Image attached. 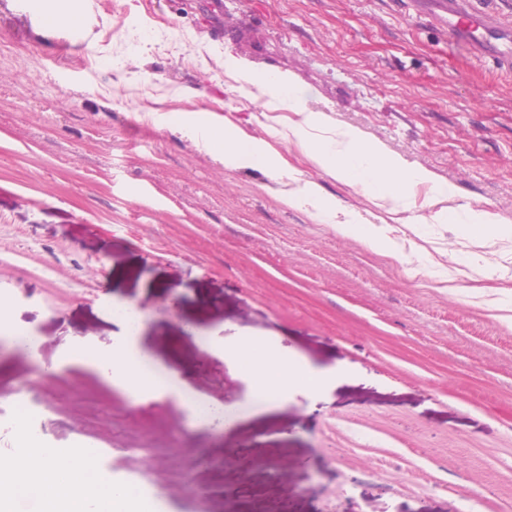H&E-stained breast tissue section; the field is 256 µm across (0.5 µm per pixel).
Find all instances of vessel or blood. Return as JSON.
I'll use <instances>...</instances> for the list:
<instances>
[{"label":"vessel or blood","mask_w":512,"mask_h":512,"mask_svg":"<svg viewBox=\"0 0 512 512\" xmlns=\"http://www.w3.org/2000/svg\"><path fill=\"white\" fill-rule=\"evenodd\" d=\"M409 11L436 29L466 40L479 59L512 70V20L499 12L477 8L474 0H404Z\"/></svg>","instance_id":"b4317fda"}]
</instances>
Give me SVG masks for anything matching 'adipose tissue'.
I'll return each instance as SVG.
<instances>
[{"label":"adipose tissue","instance_id":"obj_1","mask_svg":"<svg viewBox=\"0 0 512 512\" xmlns=\"http://www.w3.org/2000/svg\"><path fill=\"white\" fill-rule=\"evenodd\" d=\"M239 76L252 87L250 101L255 107L287 110L293 112V119L269 126L263 138L249 135L229 117L215 121L206 112L193 119L163 116L160 124L195 137L202 149L225 168L250 167L265 172L280 184L279 197L285 205L306 210L320 223L333 225L339 236L356 238L373 250L397 255V243L385 225L365 224L354 213L340 211L317 182L303 179L300 171L288 164L274 146L275 141H288L315 169L359 188L390 212L406 213L405 223L412 232H420L428 224L461 225L472 248L449 252L452 264L486 278L503 280L512 274L507 267L489 266L484 255L485 249L512 241L511 224L488 210L455 203L454 190L433 172L411 165L363 132L337 124L326 112L312 109L309 92L277 73L243 69ZM421 188L426 195L420 202L416 192ZM130 306L127 300L113 303L104 315L117 342L112 352L104 354L80 346L72 352L71 362L97 370L140 408L164 399L176 400L190 413L209 406V399L196 392L187 377L169 370L144 351L140 344L142 329L132 326L126 314ZM198 342L221 357L246 384L242 409L232 410L224 421L228 429L241 420L278 408L291 393L321 396L332 382L350 374L344 367L311 368L274 338L223 343L202 336ZM95 466V460L83 450L71 453L64 466L36 447L0 455V512H13L20 491L28 486L47 491L37 512H144L143 498L115 483L105 495L90 496L85 474Z\"/></svg>","mask_w":512,"mask_h":512}]
</instances>
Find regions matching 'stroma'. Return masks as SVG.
<instances>
[{"label":"stroma","mask_w":512,"mask_h":512,"mask_svg":"<svg viewBox=\"0 0 512 512\" xmlns=\"http://www.w3.org/2000/svg\"><path fill=\"white\" fill-rule=\"evenodd\" d=\"M79 28L0 0V297L40 338L0 342V403L20 386L43 404L56 448H106L105 471L146 483L150 512H507L512 507V324L459 289L409 278L415 250L447 264L458 229L418 237L390 222L403 256L373 252L284 205L270 178L227 169L153 109L265 121L233 91L226 58L308 88L358 128L512 222V71L480 60L399 0H76ZM188 40L178 61L145 31ZM279 152L346 210L378 223L356 188ZM52 275H45V268ZM132 300L144 347L224 406L240 379L200 347L274 336L317 368L356 379L289 396L235 430H200L172 402L133 410L100 374L64 359L111 351L98 308ZM246 448L256 465L243 469ZM248 484V494L225 496Z\"/></svg>","instance_id":"stroma-1"}]
</instances>
